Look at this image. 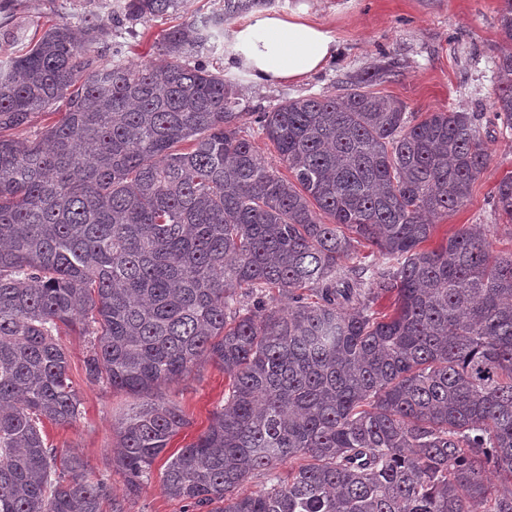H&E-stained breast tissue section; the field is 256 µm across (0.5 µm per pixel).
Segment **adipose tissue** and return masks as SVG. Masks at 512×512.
Here are the masks:
<instances>
[{"mask_svg":"<svg viewBox=\"0 0 512 512\" xmlns=\"http://www.w3.org/2000/svg\"><path fill=\"white\" fill-rule=\"evenodd\" d=\"M337 51L335 36L307 11H260L231 30L225 63L255 84L275 85L309 77Z\"/></svg>","mask_w":512,"mask_h":512,"instance_id":"ef3b65f1","label":"adipose tissue"}]
</instances>
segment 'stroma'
I'll use <instances>...</instances> for the list:
<instances>
[{"label":"stroma","mask_w":512,"mask_h":512,"mask_svg":"<svg viewBox=\"0 0 512 512\" xmlns=\"http://www.w3.org/2000/svg\"><path fill=\"white\" fill-rule=\"evenodd\" d=\"M119 0H0V63L33 43L45 24L66 19L79 24L82 16L98 13L108 17ZM220 0H186L181 18L194 20L218 7ZM307 6L311 18L335 36L336 59L298 84L261 87L243 73L226 69L223 39H216L207 60L235 80L242 103L256 110H272L281 101L309 95H338L349 76L363 73L389 58L399 64L395 80L377 85L380 94L402 100L408 111L426 115L434 111L478 112L482 124L494 133L488 143L492 160L475 182L470 199L456 212L437 218L427 248H434L450 233L482 225L492 251L512 253V224L494 214L489 199L501 178L512 172V136L498 135L491 108L494 98V61L502 41L498 29L500 0H275L281 14ZM178 18V19H181ZM178 19L156 18L136 28L116 25L112 36L99 46L105 62L121 61L137 67L158 61L153 46L158 33ZM60 343L69 354V376L81 405L77 420L69 425L43 421L46 443L65 454L80 456L95 478L105 479L125 512H183L181 501L171 498L162 486L165 458H158L153 478L138 494L126 495L125 482L113 461L115 422L136 402L135 396L88 380L85 360L88 337L69 333ZM227 379L222 366L201 360L186 378L162 385L156 399L177 404L190 421L175 435L170 450L194 441L208 426L213 411L224 402Z\"/></svg>","instance_id":"stroma-1"}]
</instances>
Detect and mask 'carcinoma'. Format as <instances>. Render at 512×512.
Returning <instances> with one entry per match:
<instances>
[{
  "label": "carcinoma",
  "instance_id": "carcinoma-1",
  "mask_svg": "<svg viewBox=\"0 0 512 512\" xmlns=\"http://www.w3.org/2000/svg\"><path fill=\"white\" fill-rule=\"evenodd\" d=\"M273 2L223 0L159 34L162 63L132 69L96 46L183 0H122L0 65V512H103L110 495L40 431L80 414L63 329L91 338L90 380L143 398L115 424L128 494L187 425L150 393L206 357L229 378L224 405L163 476L191 512H512V254L473 227L420 249L429 217L488 168L490 131L470 112L418 121L373 92L396 77L388 60L341 98L253 113L280 176L242 135L236 85L203 60L224 25ZM498 14L504 134L512 0ZM62 102L34 139L7 135ZM491 207L512 224V173ZM365 244L384 267L344 264ZM255 471L270 487L236 494Z\"/></svg>",
  "mask_w": 512,
  "mask_h": 512
}]
</instances>
